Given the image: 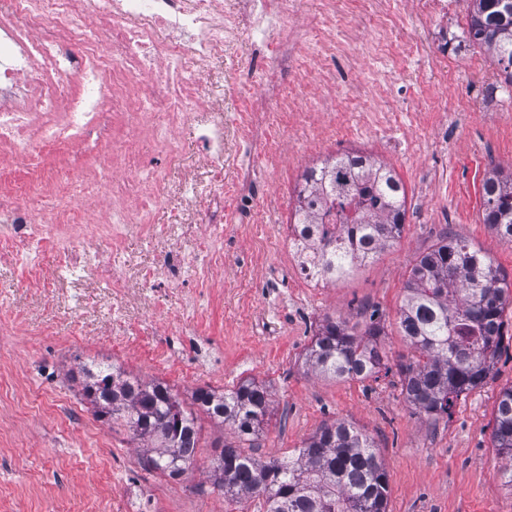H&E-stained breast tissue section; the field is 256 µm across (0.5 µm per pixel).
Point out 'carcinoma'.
<instances>
[{
    "label": "carcinoma",
    "mask_w": 512,
    "mask_h": 512,
    "mask_svg": "<svg viewBox=\"0 0 512 512\" xmlns=\"http://www.w3.org/2000/svg\"><path fill=\"white\" fill-rule=\"evenodd\" d=\"M469 38L485 46L512 85V0H472ZM327 180L311 187L329 202L321 222L297 207L299 224H321L310 264L340 280L392 246L404 225V187L386 166L371 160L356 171L335 158ZM484 221L512 243V173L486 180ZM512 282L489 260L446 233L412 266L400 307V325L413 358L397 365L407 401L431 417L451 413L455 401L482 385L504 340L503 313ZM374 310L358 334L343 319L327 317L305 362L317 374L346 379L379 378L384 362ZM84 396L98 418L119 416L143 441L146 469L176 478L194 462L199 409L234 431L213 463L212 492L226 499H261L266 512H386L388 477L373 442L346 421L320 427L284 459L262 461L242 448L253 442L269 411L266 388L253 382L216 392L199 388L192 408L163 383H143L114 365L85 370ZM494 447L512 458V386L501 390L492 431Z\"/></svg>",
    "instance_id": "cac0c4a2"
}]
</instances>
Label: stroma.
I'll return each instance as SVG.
<instances>
[{"instance_id":"1","label":"stroma","mask_w":512,"mask_h":512,"mask_svg":"<svg viewBox=\"0 0 512 512\" xmlns=\"http://www.w3.org/2000/svg\"><path fill=\"white\" fill-rule=\"evenodd\" d=\"M398 18L392 41L406 45L360 65L337 60L327 91L298 88L291 59L322 36L319 0H301L281 32L289 57L276 86L297 96L336 97L335 109L285 120L289 159L265 166L264 132L272 123L264 94L261 42L230 43L218 78L224 114L251 101L257 136L238 147L233 125L224 135V181H249L251 211L195 199L190 184H206L209 164L192 127L180 132L182 152L165 167L166 190L150 221H195L200 211L224 213V267L210 288H166L161 298L128 278L121 296L94 279L79 293L96 298L78 308L60 291L24 281L0 262V512H50L101 506L103 512H259L213 494L212 461L235 442L228 427L201 418L194 463L179 478L145 470L141 441L115 421L97 419L73 375L109 360L144 381L160 380L189 399L200 387L265 386L271 414L254 441L260 460L282 457L322 425L351 423L373 439L388 474L387 512H512V460L491 433L500 391L512 385V308L506 340L485 384L462 394L451 416L432 418L410 405L397 375L364 381L322 378L303 356L325 317L364 332L378 311V338L389 366L410 356L399 325L405 282L414 261L443 232L469 241L512 279V244L484 222L482 185L488 172L512 171V86L479 47L458 50L468 35L470 5L448 23L447 45L429 44L432 22L412 0H380ZM358 150L395 169L406 189V215L396 244L349 277L313 288L297 277L278 232L289 223L304 171L326 158ZM206 313L196 322L195 309Z\"/></svg>"}]
</instances>
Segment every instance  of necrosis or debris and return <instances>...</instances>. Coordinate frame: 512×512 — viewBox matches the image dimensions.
<instances>
[{
  "mask_svg": "<svg viewBox=\"0 0 512 512\" xmlns=\"http://www.w3.org/2000/svg\"><path fill=\"white\" fill-rule=\"evenodd\" d=\"M299 0H243L235 12L223 0H5L0 6V165L39 171L43 156L78 147L84 131L112 117V182L106 212L85 231L72 204L71 185L44 223L36 176L24 187H0V261L23 278L54 286L64 279L100 274L115 291L126 286L123 243L160 239L179 247L185 279L207 287L224 265V227L201 215L197 223L157 225L149 209L162 198L161 180L138 183L144 162L138 136L151 131L153 159L180 153L177 129L198 122L199 140L212 168V190L245 207V187L225 186L224 108L200 88L215 72L233 39L263 33L267 64L282 56L275 38ZM111 241V255L95 239ZM55 254L44 268L43 251Z\"/></svg>",
  "mask_w": 512,
  "mask_h": 512,
  "instance_id": "obj_1",
  "label": "necrosis or debris"
}]
</instances>
